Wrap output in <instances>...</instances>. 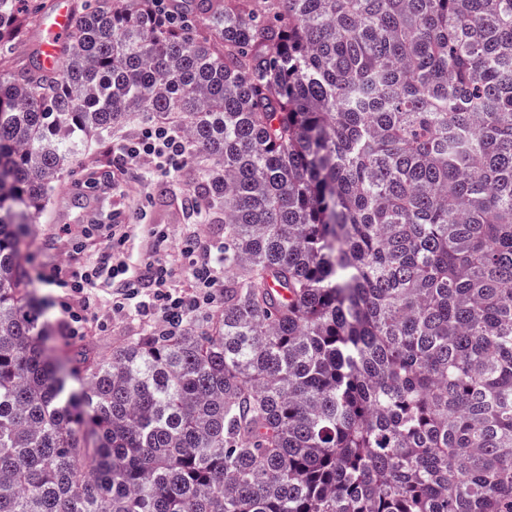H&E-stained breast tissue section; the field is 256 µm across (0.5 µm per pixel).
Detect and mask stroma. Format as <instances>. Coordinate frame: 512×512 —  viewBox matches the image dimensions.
Returning <instances> with one entry per match:
<instances>
[{"mask_svg": "<svg viewBox=\"0 0 512 512\" xmlns=\"http://www.w3.org/2000/svg\"><path fill=\"white\" fill-rule=\"evenodd\" d=\"M77 164L69 175L65 187L58 189L39 224L33 225L34 236L30 252L35 267L67 264L78 260L80 264L95 262L94 249H87L77 258L65 255L60 237L63 225L77 220L104 219L112 210L144 211L146 221L166 228L172 241H179L189 232H196L207 240H219L224 235V221L214 218L208 224H193L186 211V199L191 195L199 177L196 161L173 178L150 185L130 182L123 194L112 196L84 187L87 173L105 175L112 171V142L104 140L90 146H78ZM100 322L89 325L80 344L91 352L106 357L113 348L134 342L144 336L145 325L132 317L110 313L102 309Z\"/></svg>", "mask_w": 512, "mask_h": 512, "instance_id": "35a3bbf8", "label": "stroma"}]
</instances>
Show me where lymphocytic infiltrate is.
Wrapping results in <instances>:
<instances>
[{
  "label": "lymphocytic infiltrate",
  "mask_w": 512,
  "mask_h": 512,
  "mask_svg": "<svg viewBox=\"0 0 512 512\" xmlns=\"http://www.w3.org/2000/svg\"><path fill=\"white\" fill-rule=\"evenodd\" d=\"M112 176L102 189H125L129 170L143 166L148 176L169 177L187 165L191 147L182 134L162 124H147L132 140L118 143L112 150ZM148 229L153 244L139 266L132 268L123 258V249L132 233ZM189 273L187 289L176 286L177 268ZM42 280L55 288V303L62 313L65 335L77 336L97 314L96 296L108 289L111 310H134L148 322L154 336H171L185 328L191 312L213 306L224 293V245L200 244L190 235L172 243L165 229L145 227L140 213L113 212L105 246L96 263L75 270L52 267L42 272Z\"/></svg>",
  "instance_id": "f902f5d3"
}]
</instances>
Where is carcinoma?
<instances>
[{"label":"carcinoma","mask_w":512,"mask_h":512,"mask_svg":"<svg viewBox=\"0 0 512 512\" xmlns=\"http://www.w3.org/2000/svg\"><path fill=\"white\" fill-rule=\"evenodd\" d=\"M149 4L0 69V512H512V0ZM131 120L201 153L224 310L101 358L25 228Z\"/></svg>","instance_id":"1"}]
</instances>
